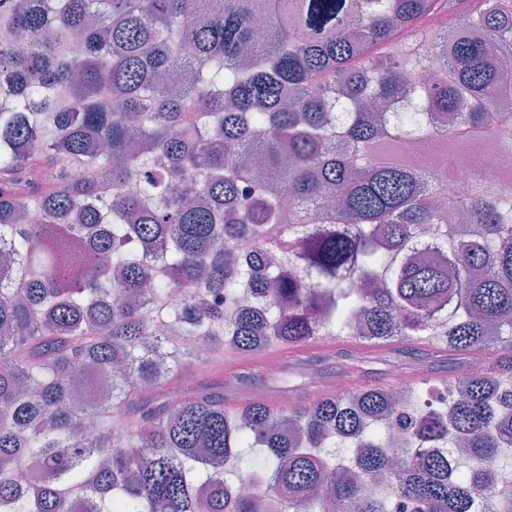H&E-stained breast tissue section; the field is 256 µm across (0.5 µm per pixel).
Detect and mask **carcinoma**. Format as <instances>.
<instances>
[{
    "instance_id": "cac0c4a2",
    "label": "carcinoma",
    "mask_w": 512,
    "mask_h": 512,
    "mask_svg": "<svg viewBox=\"0 0 512 512\" xmlns=\"http://www.w3.org/2000/svg\"><path fill=\"white\" fill-rule=\"evenodd\" d=\"M403 28L432 44L439 76L401 119L367 102L407 92ZM510 82L512 0H0V512L497 500L512 196L445 190L397 152L418 131L511 142ZM428 225L438 259L418 254ZM325 336L360 346L337 352L354 370L403 341L466 361L450 382L415 373L401 399L383 386L244 401L247 366L227 398L204 380L167 396L226 346ZM454 385L460 398L435 403Z\"/></svg>"
}]
</instances>
